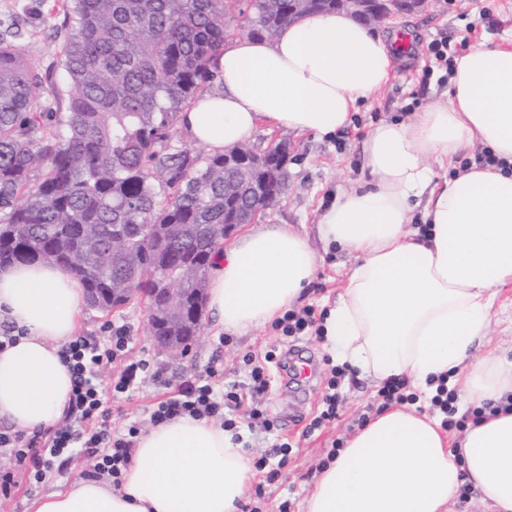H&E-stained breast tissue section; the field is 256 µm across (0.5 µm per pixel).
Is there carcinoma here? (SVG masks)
<instances>
[{
  "mask_svg": "<svg viewBox=\"0 0 512 512\" xmlns=\"http://www.w3.org/2000/svg\"><path fill=\"white\" fill-rule=\"evenodd\" d=\"M67 0L60 51L66 111L42 100L46 78L24 59L19 29L0 30V266L45 261L112 310L116 288L149 301L177 264L207 279L224 250L220 224L246 219L255 190L224 154L191 153L171 131L214 77L238 13L273 40L294 0ZM165 176L170 193L155 175Z\"/></svg>",
  "mask_w": 512,
  "mask_h": 512,
  "instance_id": "obj_1",
  "label": "carcinoma"
}]
</instances>
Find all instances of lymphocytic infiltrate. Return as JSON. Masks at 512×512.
Wrapping results in <instances>:
<instances>
[{
	"label": "lymphocytic infiltrate",
	"mask_w": 512,
	"mask_h": 512,
	"mask_svg": "<svg viewBox=\"0 0 512 512\" xmlns=\"http://www.w3.org/2000/svg\"><path fill=\"white\" fill-rule=\"evenodd\" d=\"M130 342L129 328L121 325L113 328L106 342L80 336L63 347L62 361L72 377L67 415L62 424L29 435L0 431V457L15 463L14 469L0 470V497L11 495L15 471H22L33 492L76 451L93 459L90 477L120 486L140 430L135 422L122 430L112 429L107 403L130 397L148 381L164 390L152 407V424L188 415L220 422L225 431L234 434L241 426L257 423L268 431L276 429V420L260 401L271 386L270 367L279 361L275 351L261 357L243 355L244 379L240 382H225L224 370L218 366L174 382L157 363L130 356Z\"/></svg>",
	"instance_id": "obj_1"
}]
</instances>
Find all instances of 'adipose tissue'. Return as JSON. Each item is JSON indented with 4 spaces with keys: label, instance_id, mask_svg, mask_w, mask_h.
<instances>
[{
    "label": "adipose tissue",
    "instance_id": "adipose-tissue-1",
    "mask_svg": "<svg viewBox=\"0 0 512 512\" xmlns=\"http://www.w3.org/2000/svg\"><path fill=\"white\" fill-rule=\"evenodd\" d=\"M395 56L346 12L310 15L271 41L235 40L215 64L220 90L180 123L217 152L263 124L331 137L388 84ZM477 144L496 164L437 180L434 165ZM362 153L371 183L318 217L324 244L359 258L321 324L325 345L376 385L407 379L428 400L443 378L458 403L482 411L454 439L440 415L390 405L320 469L304 512H448L467 482L487 512H512V357L488 347L494 303L512 288V34L456 57L446 101L380 122ZM418 208L424 225L413 230ZM317 262L306 236L252 226L218 255L208 306L227 331L273 322L300 302ZM84 304L80 280L56 265L0 268V319L22 332L0 351V419L32 432L66 414L72 379L60 351ZM253 478L221 425L181 416L136 437L120 487L80 477L28 512H238Z\"/></svg>",
    "mask_w": 512,
    "mask_h": 512
}]
</instances>
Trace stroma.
<instances>
[{
    "mask_svg": "<svg viewBox=\"0 0 512 512\" xmlns=\"http://www.w3.org/2000/svg\"><path fill=\"white\" fill-rule=\"evenodd\" d=\"M16 25L25 37L21 42L24 57L33 67L49 72L42 97L57 111H64L70 94L69 78L60 61V47L67 37L65 15L59 0H0V26ZM512 29V0H429L420 10L409 12L375 27L380 36L396 32L408 35L409 53L399 55L388 85L372 99L362 103L345 137L320 138L285 128L259 126L252 134L250 146L262 150L272 143L288 147V183L280 200L262 218L266 224H282L307 235L318 246L315 224L328 199L370 181L363 167L361 145L369 131L383 120L410 121L424 107L443 101L448 91L445 67H433L425 76L426 66H433L429 47L434 41L448 38L450 49L463 53L465 47L481 42H497ZM317 272L306 289L302 306L322 311L324 301H335L345 273L356 262L355 254L339 249H320ZM130 329L133 352L144 355L164 367L167 377L181 380L204 371L211 362H219L227 380H237L245 353H262L277 349L285 353L299 348L303 355L314 357L318 374L309 384L288 385L274 380L262 402L279 424V435L294 446L287 464L273 477L256 474V487L244 501L250 512H278L282 502H289L290 512H303V501L322 463L327 460L332 443L355 433L356 419L376 410L378 388L369 379L349 374L341 388V416L335 424L303 436L302 431L316 414L328 374L330 356L318 336L285 340L272 324L253 327L243 334H232L227 345L218 338L224 333L211 313H203L201 332L189 352L171 358L152 344L148 329L147 306L137 300L109 315L86 309L81 335L105 341L113 327ZM162 390L146 383L139 392L109 405L110 424L118 429L131 421L141 428L151 425L152 404Z\"/></svg>",
    "mask_w": 512,
    "mask_h": 512,
    "instance_id": "1",
    "label": "stroma"
}]
</instances>
